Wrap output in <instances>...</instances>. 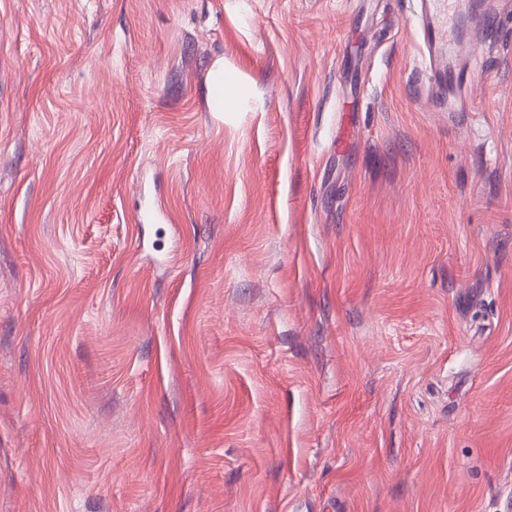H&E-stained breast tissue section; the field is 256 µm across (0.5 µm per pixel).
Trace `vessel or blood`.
Instances as JSON below:
<instances>
[{"mask_svg":"<svg viewBox=\"0 0 512 512\" xmlns=\"http://www.w3.org/2000/svg\"><path fill=\"white\" fill-rule=\"evenodd\" d=\"M419 7L420 46L429 59L430 78L457 97L480 66L459 30V16L472 8L477 21H485L501 10L502 0H420Z\"/></svg>","mask_w":512,"mask_h":512,"instance_id":"vessel-or-blood-1","label":"vessel or blood"}]
</instances>
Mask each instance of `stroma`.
<instances>
[{
	"label": "stroma",
	"mask_w": 512,
	"mask_h": 512,
	"mask_svg": "<svg viewBox=\"0 0 512 512\" xmlns=\"http://www.w3.org/2000/svg\"><path fill=\"white\" fill-rule=\"evenodd\" d=\"M417 11L0 0V512H512V12L463 110Z\"/></svg>",
	"instance_id": "stroma-1"
}]
</instances>
